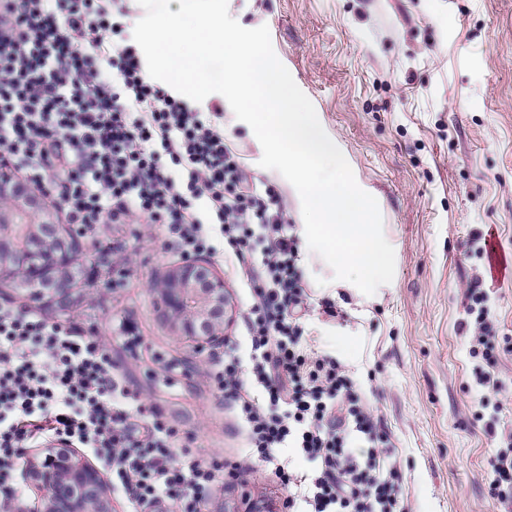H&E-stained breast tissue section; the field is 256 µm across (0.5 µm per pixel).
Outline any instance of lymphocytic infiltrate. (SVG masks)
Returning a JSON list of instances; mask_svg holds the SVG:
<instances>
[{"instance_id":"1","label":"lymphocytic infiltrate","mask_w":512,"mask_h":512,"mask_svg":"<svg viewBox=\"0 0 512 512\" xmlns=\"http://www.w3.org/2000/svg\"><path fill=\"white\" fill-rule=\"evenodd\" d=\"M129 14L126 0H0V165L81 228L135 217L164 226L166 246L185 256L224 241L250 291L249 353L227 347L210 377L251 457L287 488L288 512H410L381 418L340 360L302 343L299 237L277 193L228 147L223 102L199 109L149 76ZM467 296L476 383L495 391L493 304L478 278ZM144 413L98 337L0 306V499L23 500L22 453L41 440L108 465L129 512H199L224 482L223 458L181 447L156 412L140 431L133 419Z\"/></svg>"}]
</instances>
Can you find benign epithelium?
Instances as JSON below:
<instances>
[{"instance_id": "7a95c632", "label": "benign epithelium", "mask_w": 512, "mask_h": 512, "mask_svg": "<svg viewBox=\"0 0 512 512\" xmlns=\"http://www.w3.org/2000/svg\"><path fill=\"white\" fill-rule=\"evenodd\" d=\"M17 175L0 169V288L57 312L68 311L79 295L74 288V254L78 241L53 225L50 238L42 225L27 220L32 197ZM171 329L194 340L202 354L224 344V318L216 309L227 306L224 277L203 256L185 257L152 285ZM26 478L42 491L40 512H112V482L108 473L76 449L62 448L25 456Z\"/></svg>"}]
</instances>
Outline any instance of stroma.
Wrapping results in <instances>:
<instances>
[{
	"instance_id": "stroma-1",
	"label": "stroma",
	"mask_w": 512,
	"mask_h": 512,
	"mask_svg": "<svg viewBox=\"0 0 512 512\" xmlns=\"http://www.w3.org/2000/svg\"><path fill=\"white\" fill-rule=\"evenodd\" d=\"M228 8L245 28L268 26L276 56L377 200L395 252L392 282L371 296L330 288L334 271L318 254L301 260L306 346L336 356L382 417L411 512H504L489 482L499 436L512 432V278L489 277L470 242L491 232L512 256V0H228ZM224 133L302 225L296 189L260 166L259 141L229 108ZM101 236L117 246L123 274L110 291L86 292L65 322L100 336L182 444L236 466L237 478L206 493L202 512L245 498L281 512L280 479L249 456L207 361L195 360L157 308L151 284L178 256L159 228L106 224L80 238L79 262L94 258ZM209 259L232 298L224 339L241 341L249 299L224 253ZM478 276L505 350L495 369L501 389L488 406L459 327ZM327 300L337 317L322 313ZM126 319L142 338L134 349L118 330ZM171 361L179 372L162 378Z\"/></svg>"
}]
</instances>
